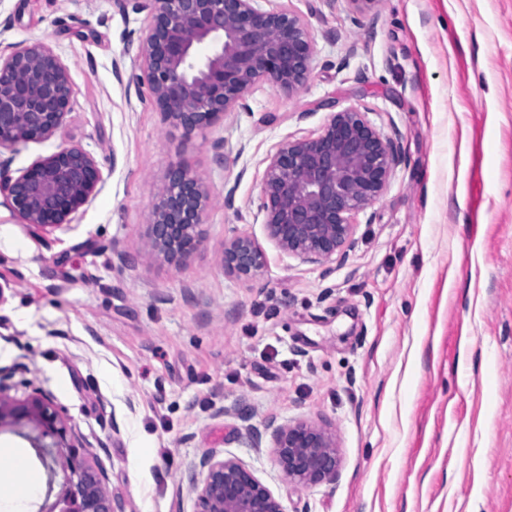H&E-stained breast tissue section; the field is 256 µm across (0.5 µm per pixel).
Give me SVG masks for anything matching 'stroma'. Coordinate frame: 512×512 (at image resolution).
I'll return each instance as SVG.
<instances>
[{
	"label": "stroma",
	"instance_id": "stroma-1",
	"mask_svg": "<svg viewBox=\"0 0 512 512\" xmlns=\"http://www.w3.org/2000/svg\"><path fill=\"white\" fill-rule=\"evenodd\" d=\"M307 24L297 92L253 85L201 130L167 120L139 79L135 0H0V52L48 43L71 109L52 138L0 148L18 176L59 146L97 160L62 229L0 204V397H49L116 512H195L201 458H233L285 512H512V0H260ZM363 112L398 160L331 260L267 236L266 159ZM210 199L202 243L151 251L172 168ZM254 239V278L224 243ZM330 428L332 482H287L274 432ZM39 512L62 489L25 430ZM264 266V252L249 236H238L224 244V267L239 276L256 277Z\"/></svg>",
	"mask_w": 512,
	"mask_h": 512
}]
</instances>
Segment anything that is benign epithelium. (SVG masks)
<instances>
[{
    "label": "benign epithelium",
    "mask_w": 512,
    "mask_h": 512,
    "mask_svg": "<svg viewBox=\"0 0 512 512\" xmlns=\"http://www.w3.org/2000/svg\"><path fill=\"white\" fill-rule=\"evenodd\" d=\"M147 26L138 66L151 101L186 129H203L241 106L247 90L264 81L293 92L307 79L314 46L304 20L288 11H264L259 0H141ZM68 66L42 41L0 54V147L53 137L70 110ZM396 152L362 113H334L315 138L289 142L267 159L261 210L271 240L305 259L327 260L352 231L355 213L385 189ZM95 157L74 144L19 176L0 173V193L25 223L69 225L96 192ZM209 197L199 179L178 167L152 210L150 245L179 262L199 246ZM265 266L261 247L248 236L224 244V267L252 278ZM35 433L37 446L64 474L63 491L45 512H116L102 475L68 444V426L54 403L40 396L23 402L0 397V426ZM59 448L67 452L56 454ZM275 453L291 483L316 486L338 463L332 434L298 422L277 431ZM196 512H283L280 502L241 463L201 460Z\"/></svg>",
    "instance_id": "7a95c632"
}]
</instances>
